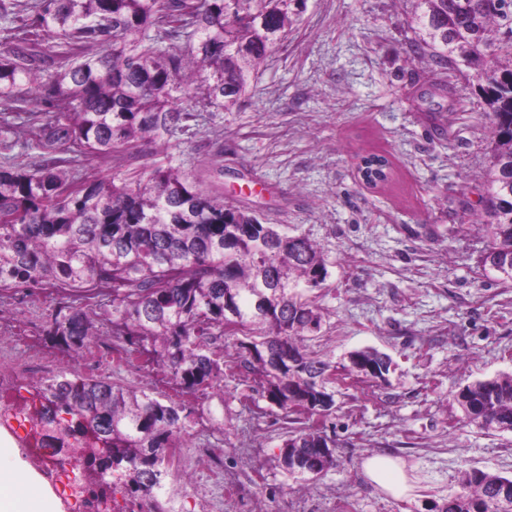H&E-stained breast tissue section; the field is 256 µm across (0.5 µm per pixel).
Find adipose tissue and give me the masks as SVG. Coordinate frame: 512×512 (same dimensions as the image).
I'll return each instance as SVG.
<instances>
[{
    "label": "adipose tissue",
    "mask_w": 512,
    "mask_h": 512,
    "mask_svg": "<svg viewBox=\"0 0 512 512\" xmlns=\"http://www.w3.org/2000/svg\"><path fill=\"white\" fill-rule=\"evenodd\" d=\"M368 481L393 495L408 489L407 478L396 460L375 456L363 464ZM0 512H60V503L42 479L27 469L22 458L0 464Z\"/></svg>",
    "instance_id": "obj_1"
}]
</instances>
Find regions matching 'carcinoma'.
I'll return each instance as SVG.
<instances>
[{
    "label": "carcinoma",
    "mask_w": 512,
    "mask_h": 512,
    "mask_svg": "<svg viewBox=\"0 0 512 512\" xmlns=\"http://www.w3.org/2000/svg\"><path fill=\"white\" fill-rule=\"evenodd\" d=\"M303 0H0L11 43L0 53V109L28 112L41 161L0 165V274L69 285L46 336L70 357L91 351L111 324L121 365L167 370L181 393L223 391L224 371L258 378L260 396L284 412L279 463L318 476L336 465V437L297 413L326 417L341 381L330 358L308 352L322 314L306 291L328 271L304 236L224 201L170 156L147 173L83 176L79 165L168 144L196 119L237 106L258 68L297 22ZM413 47L440 69L472 70L491 117L484 256L512 279V0H413ZM367 183L392 163L363 157ZM235 347L236 357L228 353ZM391 357L348 355L347 378L386 381ZM41 439L68 448L92 472L95 498L112 481L149 496L171 449L185 446L192 410L152 392L59 371L35 388ZM464 419L512 432V373L475 379L454 395ZM439 512H512V478L464 472Z\"/></svg>",
    "instance_id": "obj_1"
}]
</instances>
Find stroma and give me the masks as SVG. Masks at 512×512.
<instances>
[{
	"label": "stroma",
	"instance_id": "obj_1",
	"mask_svg": "<svg viewBox=\"0 0 512 512\" xmlns=\"http://www.w3.org/2000/svg\"><path fill=\"white\" fill-rule=\"evenodd\" d=\"M411 21L410 0H305L239 106L199 113L180 137L184 159L226 201L323 248L328 276L309 292L323 324L309 350L341 365L374 347L396 364L386 382L338 387L324 420L340 442L334 468L300 478L280 466L288 425L277 408L259 417L243 406L255 386L245 373L225 377L223 395L181 396L157 366H120L104 351L92 367L67 357L43 332L55 300L0 305V368L35 350L53 371L178 395L193 409L189 443L223 449L224 478L201 459L194 478L208 493L197 501L164 478L185 512H438L468 469L512 477V433L462 421L453 399L474 379L512 373V281L483 263L490 118L469 70L433 75L414 58ZM26 120L0 112L14 129L0 162H38ZM372 153L393 163L387 184L360 178ZM372 456L398 459L409 492L371 484L362 464Z\"/></svg>",
	"mask_w": 512,
	"mask_h": 512
}]
</instances>
